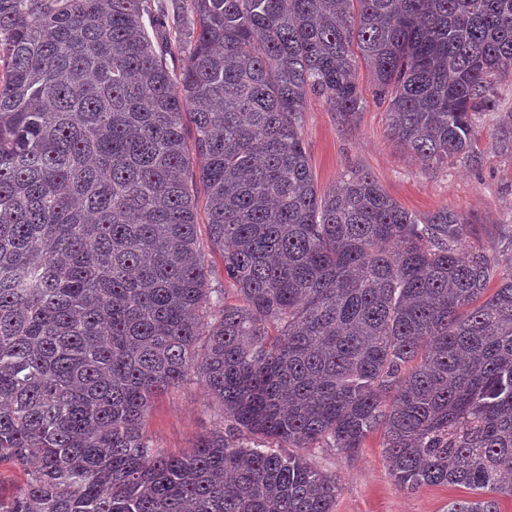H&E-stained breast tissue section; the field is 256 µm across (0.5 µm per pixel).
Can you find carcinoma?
<instances>
[{
    "mask_svg": "<svg viewBox=\"0 0 512 512\" xmlns=\"http://www.w3.org/2000/svg\"><path fill=\"white\" fill-rule=\"evenodd\" d=\"M0 0V512H333L305 455L383 433L397 483L512 497V264L367 171L319 191L308 96L388 100L422 165L512 149V0ZM172 19L186 56L151 34ZM210 243L238 302L209 287ZM196 377L225 428L181 457L144 421ZM198 235L201 243L203 244L204 253L206 256L207 264L211 270V287L223 288L225 291L226 301L228 303L235 302V289L231 282L224 278V258L222 253L213 248L208 239L204 190L198 185ZM28 472L16 464H0V495L6 502L25 487Z\"/></svg>",
    "mask_w": 512,
    "mask_h": 512,
    "instance_id": "carcinoma-1",
    "label": "carcinoma"
}]
</instances>
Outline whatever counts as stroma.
I'll list each match as a JSON object with an SVG mask.
<instances>
[{
    "mask_svg": "<svg viewBox=\"0 0 512 512\" xmlns=\"http://www.w3.org/2000/svg\"><path fill=\"white\" fill-rule=\"evenodd\" d=\"M363 105L354 123H343L321 97H309L302 136L319 190L335 186L349 167L372 173L398 203L416 213L448 207L465 215L471 238L498 257H507L503 243L512 234V152L500 149L477 119L481 163L425 168L390 141L387 103L376 98L366 65H359ZM219 405L202 383L194 381L159 395L145 421L154 447L179 456L201 438L221 431ZM307 457L323 472L336 476L340 492L334 512H446L449 502L466 497L458 486L402 489L391 476L381 431L360 448L343 453L310 448Z\"/></svg>",
    "mask_w": 512,
    "mask_h": 512,
    "instance_id": "stroma-1",
    "label": "stroma"
}]
</instances>
